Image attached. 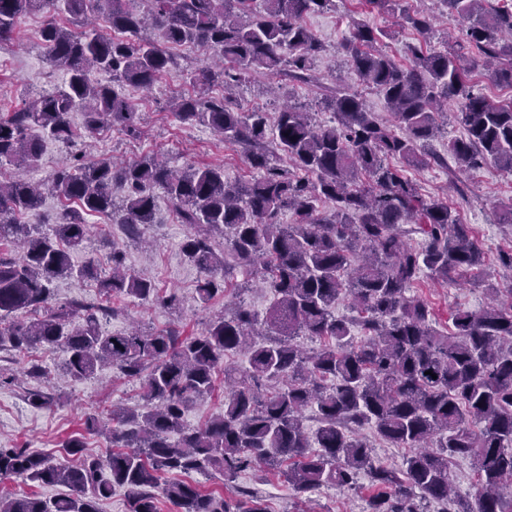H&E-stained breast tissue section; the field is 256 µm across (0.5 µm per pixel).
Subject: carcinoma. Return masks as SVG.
Segmentation results:
<instances>
[{
	"mask_svg": "<svg viewBox=\"0 0 512 512\" xmlns=\"http://www.w3.org/2000/svg\"><path fill=\"white\" fill-rule=\"evenodd\" d=\"M261 2L0 0V43L13 40L24 14L63 11L79 27L48 20L43 49L64 82L0 116V167L17 169L0 181V242L16 246L0 251V351L61 347L70 378L109 365L139 380L146 401L139 409L112 406V442L124 450L104 459L83 453L78 437L62 444L70 464L26 447H0V480L23 477L69 490L54 499L0 495V512H100L116 487L127 492L126 512H160L162 499L177 512H268L248 491L228 501L197 482L166 480L172 473H218L230 486L247 470H274L298 494L354 489L364 474L368 512H422L423 501L440 504L441 512H512V287L487 284L504 297L481 310H455L447 332L434 327L433 306L409 289L424 275L446 284L480 274L486 256L471 225L448 204L423 198L406 174L408 166L446 162L436 154L425 158L421 149L439 132L450 103L466 130L448 141L458 168L490 161L512 172V101L473 93L474 64L467 62L477 50L481 64L496 63L494 79L512 87V4L490 9L486 0H439L465 26L454 45L432 52L427 40L435 15L412 13L403 0H360L370 11L398 15L422 40L409 47L411 63L401 67L375 47L389 33L356 24L341 48L359 81L384 97L392 122L341 88L325 101L333 120L323 124L293 105L282 106L271 123L263 111L209 95L218 82L227 88L260 72L310 79L324 47L301 19L335 0ZM184 43L218 58L191 68L194 93L176 102L173 113L239 146L254 171L250 180L232 184L220 166L175 169L158 156L121 166L88 161L76 150L44 182L27 177L45 140L75 146L72 112L83 114L88 133L109 124L136 134L141 112L124 86L151 87L180 66L168 45ZM100 73L111 81L97 79ZM283 158L293 170L279 165ZM157 189L191 228L182 251L201 272L199 301L224 293L228 278L240 272L260 277L275 303L260 313L241 302L197 336L106 329L118 313L115 296L169 308L180 303L176 293H161L126 267L115 247L107 277L91 258L72 262V252L85 247L89 216L109 217L140 239L156 223ZM47 195L77 207L47 230L18 223ZM321 202L333 204L330 213H319ZM284 210L293 223L278 222ZM412 234L421 235L420 246L408 242ZM74 275L98 281L100 299L54 305L51 283ZM345 296L357 313L352 320L335 313ZM302 335L319 348L304 352L294 342ZM237 353L247 359L242 369L225 363ZM220 368L224 413L203 427L186 426L189 403L210 393ZM26 401L47 408L57 398L33 391ZM312 406L320 425L310 434L302 414ZM366 424L386 443L408 449L399 466L375 459L358 434ZM457 459L469 460L476 474L473 500L454 489L450 466Z\"/></svg>",
	"mask_w": 512,
	"mask_h": 512,
	"instance_id": "obj_1",
	"label": "carcinoma"
}]
</instances>
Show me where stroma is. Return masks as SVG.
Instances as JSON below:
<instances>
[{
	"mask_svg": "<svg viewBox=\"0 0 512 512\" xmlns=\"http://www.w3.org/2000/svg\"><path fill=\"white\" fill-rule=\"evenodd\" d=\"M46 20L42 13L22 16L14 40L0 44V114L20 107V87L47 93L63 82L62 72L48 63L40 46L39 32ZM358 22L387 30L388 36L379 42V49L398 64L408 65L407 46L417 39L413 30L387 15L362 11L356 0H335L331 10L304 16L302 20L325 46L312 80L294 82L282 75L256 73L236 88V103L245 108H265L275 98L291 101L305 105L308 111L316 113L318 121L325 123L331 120L332 114L324 109L322 101L341 86L361 92L369 111L389 119L383 97L375 89L362 87L340 48ZM175 52L182 61L181 67L163 74L151 89L134 86L126 89L146 114L139 136L133 138L118 128L106 127L80 140L79 149L91 159L110 161L128 162L160 154L176 169L189 164L220 166L226 181L248 180L253 171L241 148L225 142L208 128L181 123L169 111L172 99L191 92L189 69L200 59L199 49L193 45L176 47ZM407 174L425 198L447 202L462 223L472 225L488 262H495L499 251L512 248V227L497 221L499 207L512 202V172L491 163L471 171L459 170L453 163L446 166L432 163L408 168ZM89 222L93 226L91 238L85 250L73 253L74 263H83L91 257L102 273H109L111 251L117 247L123 251L128 267L149 274L159 287L177 289L182 297L175 309L144 304L131 297L115 299L113 305L118 314L108 322L109 331L124 332L136 325L152 332L177 328L183 334L197 335L204 331L211 317L223 313L225 305L231 303L228 295L217 296L205 304L198 300L195 288L201 274L181 252L189 228L178 221L165 195L157 197L156 222L148 231L152 245L128 240L121 225L107 218L93 216ZM412 292L433 304L437 327L443 331L448 330L450 315L455 310H478L487 303L484 289L463 280L442 285L426 279L413 286ZM65 359L66 354L59 347L39 348L28 358L12 353L0 355V367L13 373L12 380L0 383V447L24 445L61 459L65 456L62 442L79 436L87 445V453L100 457L109 453L111 440L85 432L83 422L89 416L102 415L104 409L114 405L141 406L139 385L110 368L101 369L87 379H70L62 373ZM32 361L41 364L51 376L49 385L59 397L52 407L37 409L25 400L27 392L37 386L36 381L23 375ZM199 482L227 500L235 498L240 488L255 491L265 499L270 512H301L307 498L315 503L318 512H364L369 494L368 479L364 476L359 479V489L324 488L307 498L295 494L279 476L269 471L245 472L233 489L225 487L219 475L200 476Z\"/></svg>",
	"mask_w": 512,
	"mask_h": 512,
	"instance_id": "35a3bbf8",
	"label": "stroma"
}]
</instances>
